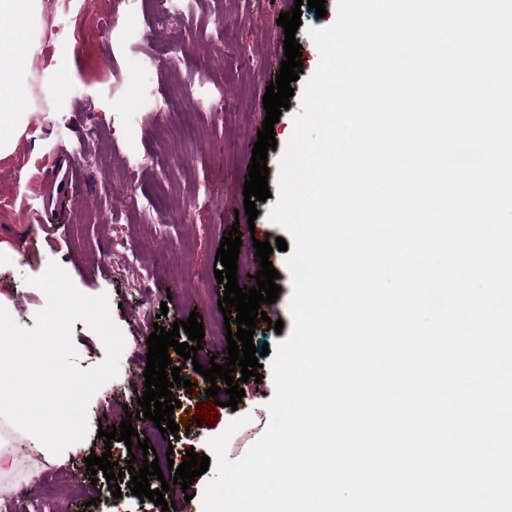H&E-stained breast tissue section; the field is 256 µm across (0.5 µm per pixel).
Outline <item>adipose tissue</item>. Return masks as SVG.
I'll list each match as a JSON object with an SVG mask.
<instances>
[{
    "label": "adipose tissue",
    "instance_id": "ef3b65f1",
    "mask_svg": "<svg viewBox=\"0 0 512 512\" xmlns=\"http://www.w3.org/2000/svg\"><path fill=\"white\" fill-rule=\"evenodd\" d=\"M0 47H12L16 61L0 60V159L10 157L25 133L31 114V59L36 37L44 29L43 0H0ZM30 395L13 397L0 404V477L17 468L11 451L12 435H30L38 428Z\"/></svg>",
    "mask_w": 512,
    "mask_h": 512
}]
</instances>
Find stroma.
I'll return each mask as SVG.
<instances>
[{"mask_svg":"<svg viewBox=\"0 0 512 512\" xmlns=\"http://www.w3.org/2000/svg\"><path fill=\"white\" fill-rule=\"evenodd\" d=\"M294 0H183L179 16L158 23L149 0H112L114 30L98 37L99 0H44L45 31L40 37L31 81L32 112L17 148L0 160V293L12 302V318L31 328L43 307L44 293L29 285L49 262L58 263L84 294L108 295L114 323L125 336L118 375L92 398L90 433L83 450L70 460L41 462L26 454V438H16L15 482L25 493L12 509L39 512L44 484L84 463L87 452L104 453L99 430H111L142 397L146 362L139 341L155 326L172 327L196 312L205 327L222 322L218 301L223 285L214 271L216 251L231 226L242 246L237 279L251 285L254 241L284 231L268 217L270 202H257L256 221L243 213L247 166L266 116L262 97L284 61L280 14ZM327 14L303 10L295 38L302 49V71L293 84L290 107L275 123L278 147L269 151L268 187L278 189L280 149L293 132L299 96L319 63L310 32L332 25L336 0ZM207 67V83L182 86L179 75ZM223 107H216V97ZM67 148L75 176L56 211L43 213L33 183L48 172L60 148ZM168 156L166 165H144L146 156ZM287 252L274 251L279 272L278 299L268 305L255 346L276 347L292 330V293ZM144 294H134L137 282ZM282 320V330L269 328ZM259 381H247L237 408L218 410L215 426L189 421L181 445L202 454L238 415L247 425L230 439L227 456L236 461L270 423L266 407L275 393L270 357H262ZM86 486L70 502V512H161L151 501L133 496L119 479L121 498L96 495L106 486Z\"/></svg>","mask_w":512,"mask_h":512,"instance_id":"obj_1","label":"stroma"}]
</instances>
